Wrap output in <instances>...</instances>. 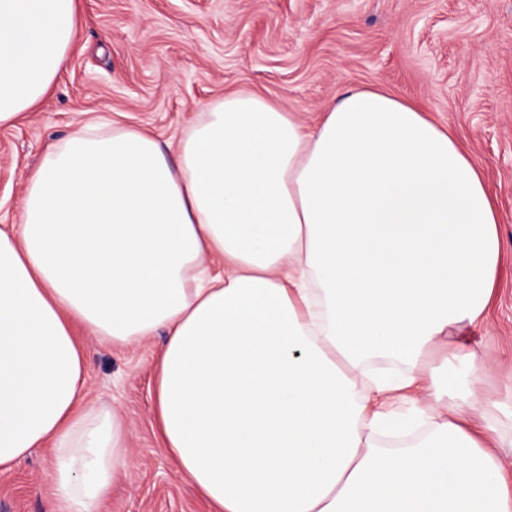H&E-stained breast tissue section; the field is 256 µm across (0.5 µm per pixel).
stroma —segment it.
Here are the masks:
<instances>
[{
	"mask_svg": "<svg viewBox=\"0 0 512 512\" xmlns=\"http://www.w3.org/2000/svg\"><path fill=\"white\" fill-rule=\"evenodd\" d=\"M74 50L52 92L0 126V225L17 220L48 147L88 120L177 140L204 106L246 89L315 124L345 88L379 85L451 126L482 170L501 224L503 267L477 344L474 388L512 408V0H79ZM86 394L119 411L130 464L99 512H213L162 447L151 393L163 343L85 336ZM49 453L0 471V512H47Z\"/></svg>",
	"mask_w": 512,
	"mask_h": 512,
	"instance_id": "stroma-1",
	"label": "stroma"
}]
</instances>
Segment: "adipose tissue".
<instances>
[{"mask_svg":"<svg viewBox=\"0 0 512 512\" xmlns=\"http://www.w3.org/2000/svg\"><path fill=\"white\" fill-rule=\"evenodd\" d=\"M77 0H0V124L47 96ZM167 158L149 130L87 124L0 226V470L52 451L49 512H98L129 429L85 394L82 326L157 332L166 451L214 512H512V447L460 370L429 357L484 323L500 215L453 132L381 87L316 127L232 91ZM478 410L472 429L467 409Z\"/></svg>","mask_w":512,"mask_h":512,"instance_id":"ef3b65f1","label":"adipose tissue"}]
</instances>
